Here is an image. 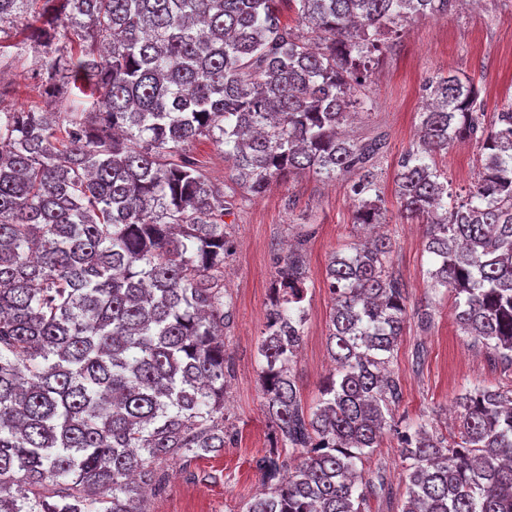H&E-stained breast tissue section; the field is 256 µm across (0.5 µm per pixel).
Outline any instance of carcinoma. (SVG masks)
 Returning <instances> with one entry per match:
<instances>
[{
  "instance_id": "1",
  "label": "carcinoma",
  "mask_w": 512,
  "mask_h": 512,
  "mask_svg": "<svg viewBox=\"0 0 512 512\" xmlns=\"http://www.w3.org/2000/svg\"><path fill=\"white\" fill-rule=\"evenodd\" d=\"M27 0H0L1 25ZM30 36L79 54L44 57L61 112L0 109V512H148L156 467L235 441L225 423L234 305L224 216L296 173L348 176L355 223L384 224L386 137L351 139L388 35L457 0H42ZM294 11L304 25L282 21ZM83 100L73 90L85 93ZM419 139L396 162L400 214L426 226L430 288L455 292L454 321L512 371V103L491 124L456 74L426 81ZM208 139L231 183L190 155ZM484 161L466 200L434 155L454 140ZM307 235L277 255L258 344L272 448L253 459L265 491L243 512H367L383 483L357 463L396 435L398 512H512V388L456 399V440L397 422L389 365L409 291L385 234L333 256L327 349L337 364L312 407L292 363L302 344Z\"/></svg>"
}]
</instances>
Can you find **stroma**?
<instances>
[{
    "label": "stroma",
    "instance_id": "stroma-1",
    "mask_svg": "<svg viewBox=\"0 0 512 512\" xmlns=\"http://www.w3.org/2000/svg\"><path fill=\"white\" fill-rule=\"evenodd\" d=\"M17 62L8 74L14 93L1 106L45 111L48 95L39 88L41 47L9 48ZM450 73L469 77L479 91L486 114L512 102V0H461L455 12L413 19L402 29L393 48L372 69L366 84L375 100L372 112L351 126L356 138L385 134L387 153L379 167L386 208L381 230L394 243L393 265L408 285L411 301L430 299L431 328L421 330L409 321L390 364L400 380L402 398L397 418H424L443 435L455 426V398L475 386L512 387V372L503 371L481 346L460 334L453 321L454 295L432 291L428 272L433 264L424 249L421 224L401 219L394 189V169L401 153L416 140L423 83ZM438 167L448 173L450 192L466 194L480 168L479 148L457 141L437 155ZM354 197L349 179L328 182L312 173L273 184L261 197H245L231 217L234 255L224 285L235 307V324L225 342L233 374L225 396L224 413L238 431L237 442L220 453L194 460L197 480L186 478L181 462L162 465L165 488L152 496L149 512H242L261 487L252 467L254 457L269 446L268 423L259 383L257 346L264 329L274 255L287 244L295 225L308 224L316 234L309 247L305 336L293 364L304 403L318 397L320 381L332 363L326 351L332 295L326 266L332 254H348L362 235L353 222ZM425 359L415 363V347ZM365 478H383L385 495L371 498L370 512H388L389 503L405 491L406 471L393 435H385L363 465Z\"/></svg>",
    "mask_w": 512,
    "mask_h": 512
}]
</instances>
